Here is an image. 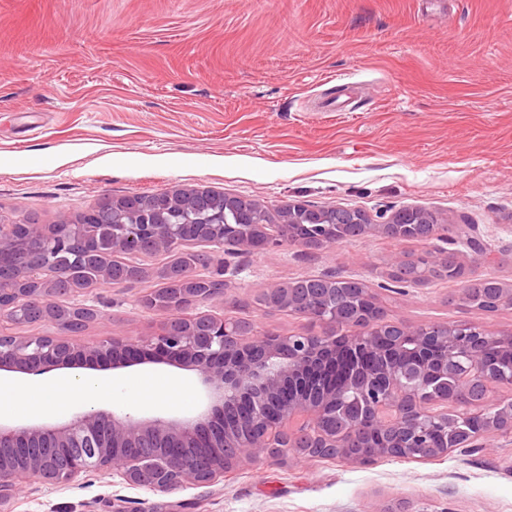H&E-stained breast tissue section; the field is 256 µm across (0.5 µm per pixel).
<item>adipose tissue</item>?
<instances>
[{"label": "adipose tissue", "mask_w": 512, "mask_h": 512, "mask_svg": "<svg viewBox=\"0 0 512 512\" xmlns=\"http://www.w3.org/2000/svg\"><path fill=\"white\" fill-rule=\"evenodd\" d=\"M155 386V380L146 377L135 382H115L94 372L74 374L48 384L32 382L18 386L0 381V416L56 412L103 398L129 406L140 405L151 400Z\"/></svg>", "instance_id": "obj_1"}]
</instances>
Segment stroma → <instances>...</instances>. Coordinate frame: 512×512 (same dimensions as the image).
<instances>
[{
    "instance_id": "1",
    "label": "stroma",
    "mask_w": 512,
    "mask_h": 512,
    "mask_svg": "<svg viewBox=\"0 0 512 512\" xmlns=\"http://www.w3.org/2000/svg\"><path fill=\"white\" fill-rule=\"evenodd\" d=\"M211 189L269 209L300 202L387 223L414 207L446 238L369 235L321 250L285 245L225 261L223 296L198 313L281 335L306 318L266 308L263 288L301 277L363 279L389 318L453 321L512 334V307L461 305L460 283H396L391 257L455 251L464 266L512 284V0H0V214L88 212L99 199ZM472 224L490 258L457 243ZM147 275L94 288L83 301L119 336L160 322L141 299ZM103 377L155 376L164 364L103 367ZM512 512V445L454 450L428 462L385 458L243 462L210 484L169 493L95 472L32 481L0 512Z\"/></svg>"
}]
</instances>
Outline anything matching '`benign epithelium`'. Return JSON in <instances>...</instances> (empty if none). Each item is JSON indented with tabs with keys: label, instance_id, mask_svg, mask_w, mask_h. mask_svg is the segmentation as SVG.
<instances>
[{
	"label": "benign epithelium",
	"instance_id": "7a95c632",
	"mask_svg": "<svg viewBox=\"0 0 512 512\" xmlns=\"http://www.w3.org/2000/svg\"><path fill=\"white\" fill-rule=\"evenodd\" d=\"M227 206L249 230L227 232L224 210L206 206L194 211L202 228L195 236L186 235L184 224L123 223L143 211L135 198L112 209L121 227L119 233L110 230L113 254L184 250L178 264L164 268L175 285L169 299H142L161 317L159 332L137 337L112 334L106 315L90 305L57 302L86 287L56 266L54 254L65 252L74 267H83L104 228L97 211L88 213L84 224L70 223L67 214L56 224L0 220V321L45 327L28 336L0 329V372L37 377L106 361L114 369L166 364L196 372L202 392L197 409L176 417H134L98 406L64 423L0 422V492L20 494L33 479L59 485L94 471L165 493L215 482L244 460L289 454L301 460L328 454L351 465L388 456L430 461L452 448H473L484 437L466 431L441 447L430 439L427 425L451 420L459 407L490 409L501 426L496 434L512 438V364L496 369L481 358L489 340L512 353L511 335L492 337L472 323L413 326L384 316L348 322L329 289H316L321 305L313 306L308 289L285 282L263 289V304L318 322L321 332L279 336L239 321L187 314L224 295L222 274L192 273L198 252L212 247L232 258L291 243L287 225L253 223L254 207L247 203ZM424 223L426 216L413 208L392 215L389 225L364 224L362 233L388 228L402 237ZM460 230L475 262L485 260L487 248L471 236L473 226L462 224ZM33 241L45 247L36 262L27 258ZM86 277L91 288L119 284L110 256ZM92 321L102 324L103 336L92 343L78 339ZM450 380L456 389L451 400L446 393L430 398L424 392L429 382ZM349 395L361 402L364 419L329 426L336 406Z\"/></svg>",
	"mask_w": 512,
	"mask_h": 512
}]
</instances>
